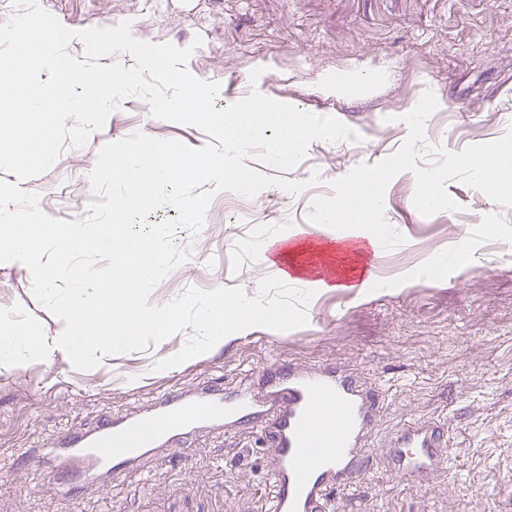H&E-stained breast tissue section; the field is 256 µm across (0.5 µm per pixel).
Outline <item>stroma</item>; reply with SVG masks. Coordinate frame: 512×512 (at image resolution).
Listing matches in <instances>:
<instances>
[{
    "label": "stroma",
    "mask_w": 512,
    "mask_h": 512,
    "mask_svg": "<svg viewBox=\"0 0 512 512\" xmlns=\"http://www.w3.org/2000/svg\"><path fill=\"white\" fill-rule=\"evenodd\" d=\"M39 2L71 30L126 21L137 39L192 48L188 71L221 85L216 108L257 92L336 117L361 136L311 142L304 160L284 173L306 182L298 193L276 186L252 197L216 193L201 229L176 233L189 256L153 289V300L167 303L192 288L258 291L278 274L263 260L266 246L316 232L320 211L338 204L350 179L378 175L374 221L384 234L373 246L374 286L316 291L305 326L247 328L214 356L157 378L147 374L148 347L89 370L59 363L0 376V512H169L174 502L181 512H263L270 436L261 430L203 436L175 457L146 459L141 472L97 498L55 504L38 496L43 473L22 451L45 447L73 422L125 414L165 391L204 382L229 395L294 364L347 369L381 396L365 470L333 492V512H502L512 494V173L482 192L450 160L512 139V0ZM348 71L375 81L363 94L326 87ZM422 100L425 121L409 129L404 115ZM137 132L192 147L208 140L195 126L152 117L147 102L131 96L85 148L66 147L21 187L38 194L51 217L84 218L93 199L84 150ZM407 150L411 171L392 169ZM431 169L445 173L448 205L427 212L414 175ZM315 172L321 181L313 185ZM463 234L468 253L430 281L422 272L428 254L451 249ZM1 303L23 305L46 330L58 327L33 296L30 273L0 269ZM409 423L448 430L451 470L427 485L401 481L385 462Z\"/></svg>",
    "instance_id": "35a3bbf8"
}]
</instances>
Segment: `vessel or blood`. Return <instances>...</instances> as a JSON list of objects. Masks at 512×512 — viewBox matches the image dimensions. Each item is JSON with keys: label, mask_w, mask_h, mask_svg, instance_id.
Returning <instances> with one entry per match:
<instances>
[{"label": "vessel or blood", "mask_w": 512, "mask_h": 512, "mask_svg": "<svg viewBox=\"0 0 512 512\" xmlns=\"http://www.w3.org/2000/svg\"><path fill=\"white\" fill-rule=\"evenodd\" d=\"M325 400L338 405L339 428L328 429L319 419L316 408ZM376 409L352 374L296 367L261 389L246 388L231 397L197 386L161 395L119 417L70 425L28 459L44 474L39 492L45 501L69 498L63 482L68 474L80 477L82 497L92 498L146 458L180 453L196 435L223 432L228 424L260 430L269 425L270 512H331L330 491L361 471ZM445 445L440 426L410 424L386 462L405 480L435 477L444 470Z\"/></svg>", "instance_id": "vessel-or-blood-1"}]
</instances>
